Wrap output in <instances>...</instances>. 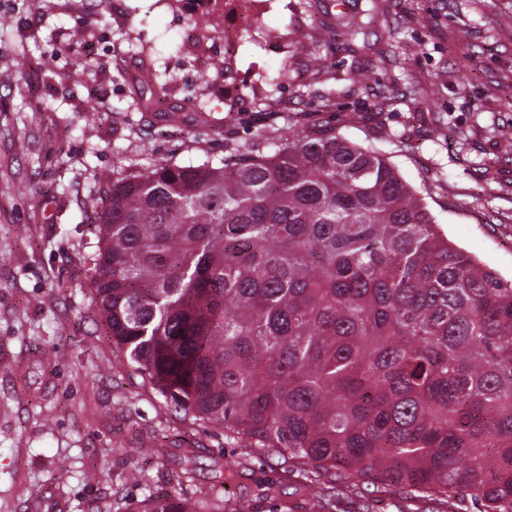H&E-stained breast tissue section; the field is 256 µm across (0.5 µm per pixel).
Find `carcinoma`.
<instances>
[{
	"label": "carcinoma",
	"mask_w": 512,
	"mask_h": 512,
	"mask_svg": "<svg viewBox=\"0 0 512 512\" xmlns=\"http://www.w3.org/2000/svg\"><path fill=\"white\" fill-rule=\"evenodd\" d=\"M138 108L166 100L142 64ZM106 335L166 407L316 490L512 512V281L452 246L379 148L292 130L215 164L103 176ZM176 473L196 480L184 449ZM137 512H245L200 492Z\"/></svg>",
	"instance_id": "obj_1"
}]
</instances>
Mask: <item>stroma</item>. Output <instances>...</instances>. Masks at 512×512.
Returning a JSON list of instances; mask_svg holds the SVG:
<instances>
[{
    "label": "stroma",
    "mask_w": 512,
    "mask_h": 512,
    "mask_svg": "<svg viewBox=\"0 0 512 512\" xmlns=\"http://www.w3.org/2000/svg\"><path fill=\"white\" fill-rule=\"evenodd\" d=\"M308 2L219 0L204 36L193 0H0V512H136L168 489L184 444L189 498L241 454L222 430L172 418L105 336L86 261L100 172L336 131L384 148L451 244L512 279V141L499 136L512 128V0H319L317 23ZM342 12L367 23L370 50ZM227 52L228 78L209 67ZM146 53L169 105L196 100L203 121L135 109L129 77ZM78 56L85 70L70 69ZM285 65L292 80L268 85ZM150 455L163 464L133 484ZM295 483L254 459L224 496L308 512Z\"/></svg>",
    "instance_id": "35a3bbf8"
}]
</instances>
